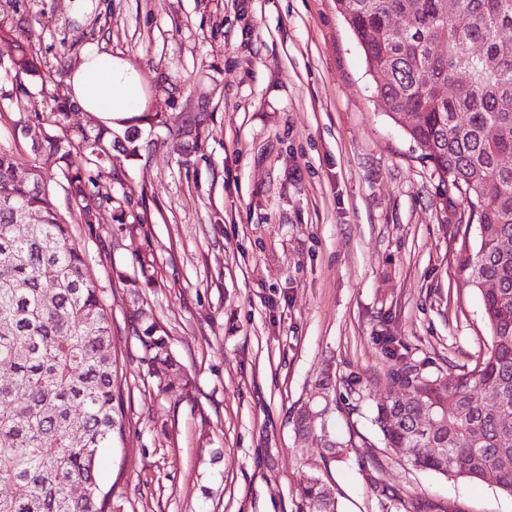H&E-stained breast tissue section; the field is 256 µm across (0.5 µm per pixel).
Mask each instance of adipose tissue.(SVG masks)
<instances>
[{
	"label": "adipose tissue",
	"mask_w": 512,
	"mask_h": 512,
	"mask_svg": "<svg viewBox=\"0 0 512 512\" xmlns=\"http://www.w3.org/2000/svg\"><path fill=\"white\" fill-rule=\"evenodd\" d=\"M66 83L81 111L108 128L127 126L143 112L136 73L98 45L84 49L71 65Z\"/></svg>",
	"instance_id": "obj_1"
}]
</instances>
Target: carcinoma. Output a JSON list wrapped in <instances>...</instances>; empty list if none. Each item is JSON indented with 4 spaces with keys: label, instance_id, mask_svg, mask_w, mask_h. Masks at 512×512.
I'll use <instances>...</instances> for the list:
<instances>
[{
    "label": "carcinoma",
    "instance_id": "obj_1",
    "mask_svg": "<svg viewBox=\"0 0 512 512\" xmlns=\"http://www.w3.org/2000/svg\"><path fill=\"white\" fill-rule=\"evenodd\" d=\"M20 8L21 0H0V40L15 48L0 66V100L35 118L42 137L31 142L26 183L15 179V154L0 149V202H9L0 206V364L11 368L0 378V483L11 488L0 512H112L96 471L98 450L112 447L118 429L112 313L71 242L70 223L91 227L102 209H122L125 182L103 153L119 143L140 156L139 127L127 128L121 142L108 129L71 127L76 107L64 77L76 46L68 37L73 21L37 33L15 20ZM336 8L364 52L381 109L397 124L417 114L405 131L438 176L444 203L456 193L469 201L478 238L461 244L457 265L478 289L490 331L486 356L453 378L402 364L391 381L406 398L389 392L377 403L380 439L387 448L412 449L414 470L469 481L493 472L512 496V253L500 247L512 239V168L500 165L501 155L512 154V40L500 37L512 30V0H455L452 11L448 0H336ZM395 17L408 26L392 29ZM45 37L57 43L54 66L41 52ZM473 44L482 47L477 58L469 55ZM460 65L474 71L471 82L455 80ZM209 120L206 112L185 115L193 142L208 136ZM45 167L56 185L44 180ZM22 208L36 210L41 223L19 231L14 211ZM132 330L153 359L169 362L162 326ZM423 413L441 425L417 426ZM292 423L302 435L320 432L332 459L361 446L377 462L373 444L336 439L321 413L300 410ZM298 497L303 512H337L319 476Z\"/></svg>",
    "mask_w": 512,
    "mask_h": 512
}]
</instances>
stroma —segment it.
<instances>
[{
    "mask_svg": "<svg viewBox=\"0 0 512 512\" xmlns=\"http://www.w3.org/2000/svg\"><path fill=\"white\" fill-rule=\"evenodd\" d=\"M77 16L126 61L141 90L180 112H212L208 137L174 148L172 114L141 124L140 158L112 167L131 198L125 223L102 210L73 227L112 312L122 423L100 449L112 512H298L306 477L339 512H512L494 476L407 469L371 420L402 361L454 376L490 344L479 292L459 273L476 242L464 197L438 178L373 96L362 49L335 0H43ZM157 262L135 288L137 258ZM126 275L113 284L109 273ZM164 325L180 375L169 380L130 319ZM397 355H390L387 341ZM338 436L375 443L329 458L292 417L320 393Z\"/></svg>",
    "mask_w": 512,
    "mask_h": 512,
    "instance_id": "35a3bbf8",
    "label": "stroma"
}]
</instances>
